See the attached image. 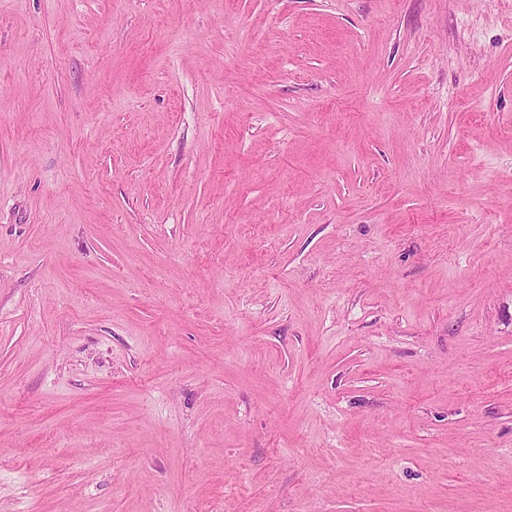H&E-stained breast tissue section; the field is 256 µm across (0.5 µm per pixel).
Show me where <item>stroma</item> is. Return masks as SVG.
Listing matches in <instances>:
<instances>
[{
	"label": "stroma",
	"instance_id": "35a3bbf8",
	"mask_svg": "<svg viewBox=\"0 0 512 512\" xmlns=\"http://www.w3.org/2000/svg\"><path fill=\"white\" fill-rule=\"evenodd\" d=\"M0 512H512V0H0Z\"/></svg>",
	"mask_w": 512,
	"mask_h": 512
}]
</instances>
